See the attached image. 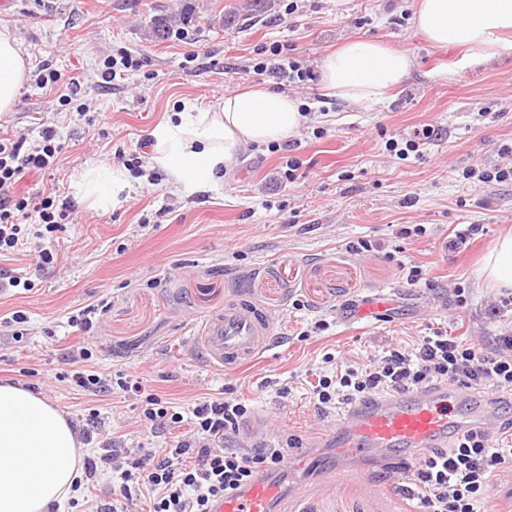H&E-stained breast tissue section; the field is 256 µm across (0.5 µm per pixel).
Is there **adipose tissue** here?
<instances>
[{
  "mask_svg": "<svg viewBox=\"0 0 512 512\" xmlns=\"http://www.w3.org/2000/svg\"><path fill=\"white\" fill-rule=\"evenodd\" d=\"M414 23L429 43L464 48L469 61L482 63L512 44V0H416ZM411 66L406 50L358 38L321 59L318 72L329 94L372 104L402 83ZM25 79L18 43L0 33V115L11 112ZM303 121L295 97L256 84L157 124L149 134L148 160L172 187L208 190L241 149L284 142ZM131 186L127 170L108 164L85 169L77 181L79 193L104 209ZM479 276L512 288V231L495 241ZM81 457L76 429L58 407L36 392L0 386V512H45L65 500L81 477Z\"/></svg>",
  "mask_w": 512,
  "mask_h": 512,
  "instance_id": "obj_1",
  "label": "adipose tissue"
}]
</instances>
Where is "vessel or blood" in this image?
<instances>
[{
    "label": "vessel or blood",
    "instance_id": "1",
    "mask_svg": "<svg viewBox=\"0 0 512 512\" xmlns=\"http://www.w3.org/2000/svg\"><path fill=\"white\" fill-rule=\"evenodd\" d=\"M272 333V316L241 297L209 317L198 345L210 364L233 367L268 347ZM505 407L503 397L445 382L354 402L336 425V455L342 465L333 474L343 477L345 461L360 457L402 465L418 462L433 449L500 428ZM208 510L288 512V498L274 468L263 467L251 481L211 501Z\"/></svg>",
    "mask_w": 512,
    "mask_h": 512
}]
</instances>
